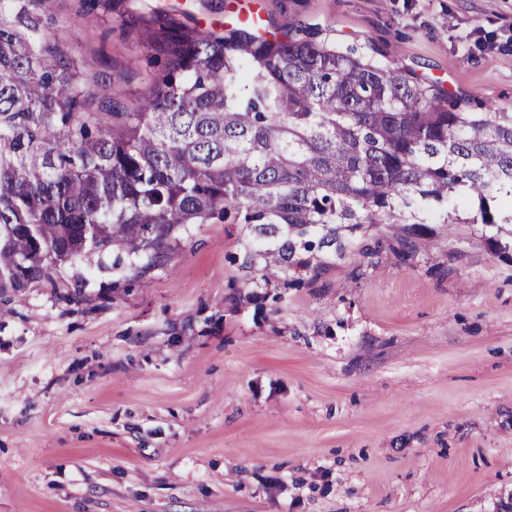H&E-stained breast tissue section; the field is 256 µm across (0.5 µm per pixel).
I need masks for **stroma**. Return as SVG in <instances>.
Returning a JSON list of instances; mask_svg holds the SVG:
<instances>
[{
  "instance_id": "35a3bbf8",
  "label": "stroma",
  "mask_w": 512,
  "mask_h": 512,
  "mask_svg": "<svg viewBox=\"0 0 512 512\" xmlns=\"http://www.w3.org/2000/svg\"><path fill=\"white\" fill-rule=\"evenodd\" d=\"M135 97L127 21L241 15L512 112V0H32ZM479 224L363 226L261 278L239 224L168 265L0 292V512H512V249Z\"/></svg>"
}]
</instances>
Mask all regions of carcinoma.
Returning a JSON list of instances; mask_svg holds the SVG:
<instances>
[{"label": "carcinoma", "mask_w": 512, "mask_h": 512, "mask_svg": "<svg viewBox=\"0 0 512 512\" xmlns=\"http://www.w3.org/2000/svg\"><path fill=\"white\" fill-rule=\"evenodd\" d=\"M138 97L107 92L24 0H0V291L93 254L134 278L191 224H243L246 263L345 257V232L481 224L512 237V113L299 26L224 35L155 15Z\"/></svg>", "instance_id": "1"}]
</instances>
